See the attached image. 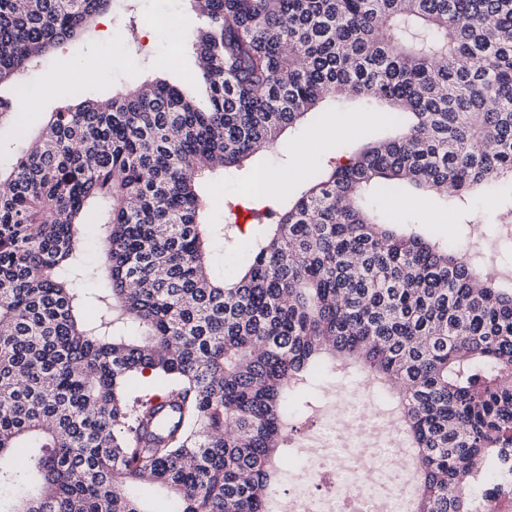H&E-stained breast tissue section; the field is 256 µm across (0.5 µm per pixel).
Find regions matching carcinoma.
I'll return each instance as SVG.
<instances>
[{"mask_svg": "<svg viewBox=\"0 0 512 512\" xmlns=\"http://www.w3.org/2000/svg\"><path fill=\"white\" fill-rule=\"evenodd\" d=\"M205 105L152 80L64 107L0 167V485L12 512H272L288 397L354 368L398 390L413 512H493L512 468V287L480 247L399 231L377 198L512 194V0H188ZM113 0H0V84ZM389 106L393 135L326 161L230 280L199 176L243 166L324 100ZM104 243L88 268L84 227ZM103 282L94 296L76 286ZM144 379L157 394L130 399Z\"/></svg>", "mask_w": 512, "mask_h": 512, "instance_id": "carcinoma-1", "label": "carcinoma"}]
</instances>
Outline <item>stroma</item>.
Returning <instances> with one entry per match:
<instances>
[{
	"instance_id": "stroma-1",
	"label": "stroma",
	"mask_w": 512,
	"mask_h": 512,
	"mask_svg": "<svg viewBox=\"0 0 512 512\" xmlns=\"http://www.w3.org/2000/svg\"><path fill=\"white\" fill-rule=\"evenodd\" d=\"M178 14L185 30L193 31L202 21L190 9L187 0H115L109 15L95 21L79 39L57 47L41 60L39 67L28 70L26 82L40 89L42 105L35 112H20L14 124L0 127V165L9 166L40 133L50 112L86 98H101L112 90L125 89L154 77L200 93L196 81V56L190 45L170 48L162 36L163 23L171 14ZM136 22L143 47L137 62L125 61L124 43L129 22ZM111 36H104V29ZM97 60L105 67L106 79L85 70V61ZM60 70L68 73L69 81L48 89H41L44 71ZM390 116L385 112H367L356 104L345 101H326L322 108L303 122L286 130L279 149L252 156L241 171L225 174L214 172L202 179L204 208L210 223L224 221V202L232 199L242 203L252 200L250 179L254 172H271L283 180L285 195L294 199L305 188V176L320 167L324 160H347L361 144L362 137L383 135L390 128ZM306 153L303 168H296L294 158ZM380 209L394 213L417 232L440 240L463 244L469 238L472 222H479L488 238H495L500 224L512 211V199L506 193L492 190L470 195L462 203L444 202L429 197L414 204H404L394 195L378 200ZM255 234L250 224H242L240 232L229 244L213 245L210 264L215 278L233 277L248 254ZM357 374H322L313 385L307 399L293 402L292 423L296 429L286 451L281 452L279 464L282 482L280 498H287L292 484L311 462L303 453L299 434L310 426L315 410L342 408L357 397Z\"/></svg>"
}]
</instances>
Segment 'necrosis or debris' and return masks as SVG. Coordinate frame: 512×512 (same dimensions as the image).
<instances>
[{"label":"necrosis or debris","mask_w":512,"mask_h":512,"mask_svg":"<svg viewBox=\"0 0 512 512\" xmlns=\"http://www.w3.org/2000/svg\"><path fill=\"white\" fill-rule=\"evenodd\" d=\"M305 442L315 464L289 497L288 512H403L402 482L386 498L377 490L400 453L395 429L365 399L339 415L317 411Z\"/></svg>","instance_id":"necrosis-or-debris-1"}]
</instances>
